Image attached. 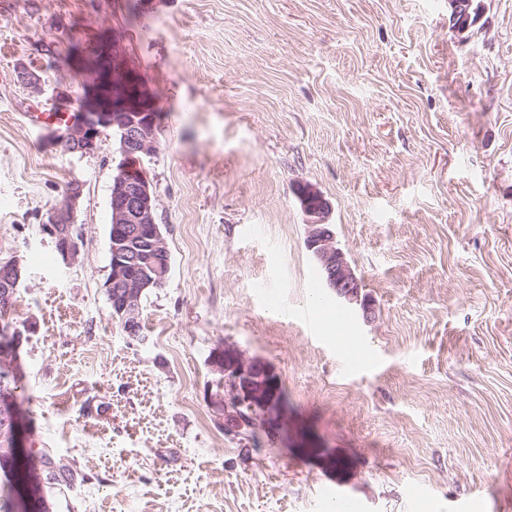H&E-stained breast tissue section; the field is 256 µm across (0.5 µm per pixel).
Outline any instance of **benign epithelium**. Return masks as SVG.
Listing matches in <instances>:
<instances>
[{
    "instance_id": "7a95c632",
    "label": "benign epithelium",
    "mask_w": 512,
    "mask_h": 512,
    "mask_svg": "<svg viewBox=\"0 0 512 512\" xmlns=\"http://www.w3.org/2000/svg\"><path fill=\"white\" fill-rule=\"evenodd\" d=\"M454 17H463L456 28L460 32L470 26L472 0H450ZM79 73L83 75L80 109L77 119L57 132L55 141L69 153L90 154L97 150L103 128L122 132V160L112 178L111 252L114 256L107 281V295L112 303V318L126 337L139 344L147 342L141 335L140 298L144 282L129 275L132 267L148 266L163 282L169 269V252L160 225L155 222L156 199L146 172L143 157L157 146V122L151 110L157 99L144 75L130 56L120 37L99 35L88 41L80 58ZM18 80L35 93L43 91L40 74L25 65L17 67ZM83 183L70 182L64 202L53 208L48 231L65 264L77 257L79 243L74 234V210L82 196ZM297 197L307 216L306 248L311 252L327 287L336 300L357 306L369 321L374 315L372 304L362 297V284L343 250L338 247L331 225L327 224L330 205L322 194L309 184L298 187ZM19 259H0V301L9 305L20 286ZM210 364L224 379V398L218 401L224 427L236 433L244 426L242 410H247L255 423L278 437L283 424L280 419L282 400L278 396V376L274 369L259 360L230 357L225 350H216ZM9 419L5 428L11 447H26V430L20 410L12 402L3 401ZM30 458L17 453L16 512H35L43 495V480L28 476Z\"/></svg>"
}]
</instances>
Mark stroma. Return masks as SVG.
Segmentation results:
<instances>
[{
  "label": "stroma",
  "mask_w": 512,
  "mask_h": 512,
  "mask_svg": "<svg viewBox=\"0 0 512 512\" xmlns=\"http://www.w3.org/2000/svg\"><path fill=\"white\" fill-rule=\"evenodd\" d=\"M0 0V256L19 257L27 444L81 479L50 512H512V0L467 34L448 0ZM118 35L158 100L142 166L171 269L142 302L147 344L105 284L112 129L91 154L32 113L78 98L51 68ZM25 64L45 80L33 94ZM80 252L46 230L71 180ZM376 310L336 318L305 245L299 185ZM377 361L347 376L341 344ZM226 348L269 363L284 431L258 451L209 397Z\"/></svg>",
  "instance_id": "stroma-1"
}]
</instances>
